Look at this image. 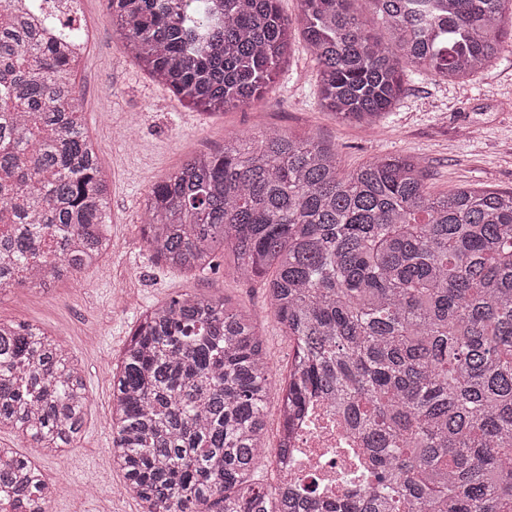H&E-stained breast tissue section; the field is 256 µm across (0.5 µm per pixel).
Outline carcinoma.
Masks as SVG:
<instances>
[{
  "instance_id": "1",
  "label": "carcinoma",
  "mask_w": 512,
  "mask_h": 512,
  "mask_svg": "<svg viewBox=\"0 0 512 512\" xmlns=\"http://www.w3.org/2000/svg\"><path fill=\"white\" fill-rule=\"evenodd\" d=\"M300 0L321 105L374 125L412 67L465 80L512 42V0ZM132 60L196 107H249L291 47L278 0H108ZM74 19L33 24L0 0V288H44L98 263L110 187L87 132ZM153 255L186 273L266 281L295 343L281 415L336 405L369 460L331 512H512V192L425 190L419 160L384 154L340 175L336 150L276 130L236 135L154 183L142 216ZM264 341L224 298L184 293L142 312L112 367V456L141 512H321L316 483L266 453L273 386ZM75 358L27 323L0 321V427L52 454L87 416ZM57 484L0 448V512H51ZM280 394L275 389L270 393L266 410V444L270 449L268 456L258 464L249 483L259 482L265 486L273 485L278 480L277 471L272 467L269 457L278 445L280 419Z\"/></svg>"
}]
</instances>
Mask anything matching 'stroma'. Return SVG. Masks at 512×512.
Returning a JSON list of instances; mask_svg holds the SVG:
<instances>
[{"mask_svg":"<svg viewBox=\"0 0 512 512\" xmlns=\"http://www.w3.org/2000/svg\"><path fill=\"white\" fill-rule=\"evenodd\" d=\"M106 6L107 0H84L82 24L93 30L94 43L77 84L83 120L110 181L112 251L76 277L52 283L48 292L19 300L0 296L1 321L52 333L84 370L88 414L78 447L46 457L13 431L0 430V446L16 448L56 481L52 512H140L112 462L110 373L139 308L184 293L230 299L262 334L274 381L285 379L292 365L295 346L260 283L224 267L203 274L172 270L147 250L140 219L149 190L187 158L223 149L236 133L275 129L335 148L344 173L396 153L420 160L433 195L464 185L512 190L511 45L463 82L406 71L402 97L370 129L321 108L315 65L299 40L257 104L224 113L189 107L122 52Z\"/></svg>","mask_w":512,"mask_h":512,"instance_id":"35a3bbf8","label":"stroma"}]
</instances>
